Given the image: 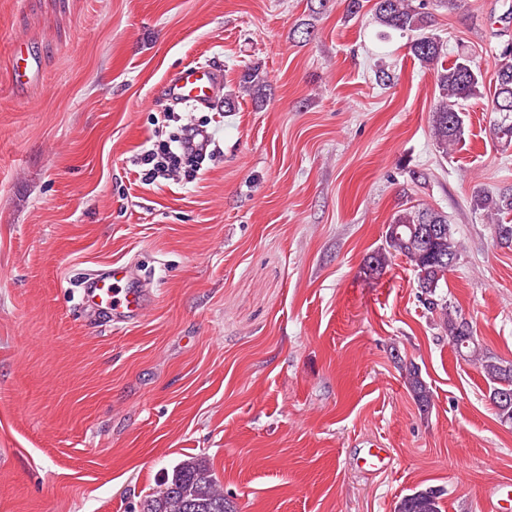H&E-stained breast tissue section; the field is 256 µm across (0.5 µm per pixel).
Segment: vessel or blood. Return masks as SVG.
<instances>
[{"mask_svg":"<svg viewBox=\"0 0 512 512\" xmlns=\"http://www.w3.org/2000/svg\"><path fill=\"white\" fill-rule=\"evenodd\" d=\"M38 69V62L16 54L13 80L16 87L30 83ZM221 83L219 72L209 65L195 61L171 73L166 80L170 99L192 107H207L213 104ZM152 297L148 290L140 288L130 265L112 264L104 274L87 278L84 305L95 312H106L112 323L122 326L140 319L150 307ZM391 460L386 448H365L360 451L359 465L382 471ZM490 512H512V483L501 482L487 491Z\"/></svg>","mask_w":512,"mask_h":512,"instance_id":"1","label":"vessel or blood"}]
</instances>
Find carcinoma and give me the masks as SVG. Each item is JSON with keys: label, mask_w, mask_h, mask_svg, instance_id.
<instances>
[{"label": "carcinoma", "mask_w": 512, "mask_h": 512, "mask_svg": "<svg viewBox=\"0 0 512 512\" xmlns=\"http://www.w3.org/2000/svg\"><path fill=\"white\" fill-rule=\"evenodd\" d=\"M372 12L381 34L398 32L410 36L409 54L422 66L434 71L438 101L432 110L431 137L442 154L457 145L465 134L462 102L481 94L484 76L479 66L467 55L448 62L446 45L432 32V13L427 0H374ZM492 111L502 114L493 125L492 134L502 147L512 145V43L504 44L494 71ZM473 209L483 211L491 219L498 244L512 246V186L494 192L479 189L471 198ZM448 218L430 207L397 214L385 232V245L365 260L370 276H379L389 266L390 258L405 257L417 276L419 301L436 314L448 340L465 361H476L488 383V398L500 422L512 424V401L501 399L512 395V361L487 351L471 323L448 299L438 293L448 272L459 263L461 254ZM406 382L420 412L432 406V395L419 368L406 369ZM167 493L153 494L141 504V512H237L224 496L211 468L202 460L189 458L173 467L165 481ZM395 512H442L440 492L431 487L402 498Z\"/></svg>", "instance_id": "1"}]
</instances>
